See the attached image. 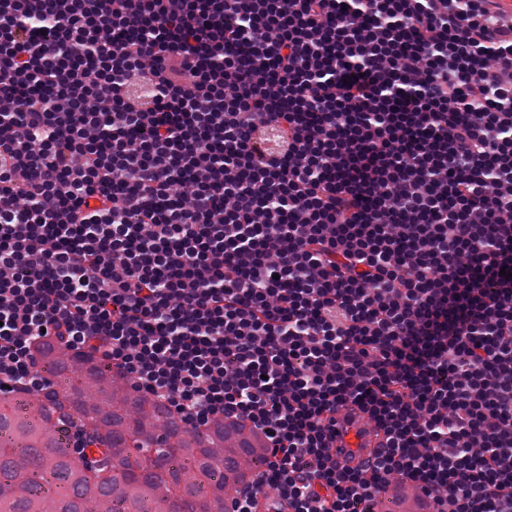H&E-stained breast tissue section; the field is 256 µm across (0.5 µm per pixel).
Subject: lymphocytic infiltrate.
<instances>
[{"label":"lymphocytic infiltrate","instance_id":"f902f5d3","mask_svg":"<svg viewBox=\"0 0 512 512\" xmlns=\"http://www.w3.org/2000/svg\"><path fill=\"white\" fill-rule=\"evenodd\" d=\"M57 350L261 435L229 512H512L500 0H0V393ZM350 420L351 424L347 425L348 431L341 437H336V448H344V452H336V458L343 464L355 465L359 460L366 457L372 448H376L381 437L378 435L375 426L365 420V414L355 411L351 408L339 407L336 410V423L345 425ZM348 452H352L354 459Z\"/></svg>","mask_w":512,"mask_h":512}]
</instances>
